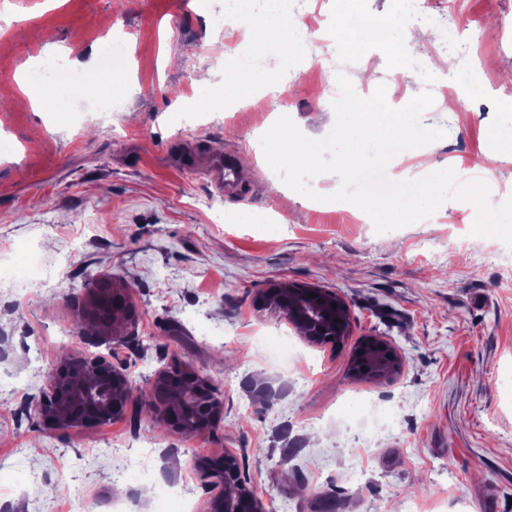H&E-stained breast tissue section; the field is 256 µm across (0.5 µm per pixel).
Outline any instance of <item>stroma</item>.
I'll use <instances>...</instances> for the list:
<instances>
[{
  "instance_id": "stroma-1",
  "label": "stroma",
  "mask_w": 512,
  "mask_h": 512,
  "mask_svg": "<svg viewBox=\"0 0 512 512\" xmlns=\"http://www.w3.org/2000/svg\"><path fill=\"white\" fill-rule=\"evenodd\" d=\"M359 0V17L383 23L386 42L351 44L338 0L324 8L339 35L373 70L349 78L356 93L385 86L395 108L448 84L463 93L424 125L446 129L412 149L418 166L445 163L459 181L492 149L486 184L512 196V0ZM227 0H0V264L27 288L0 283V502L6 512H167L162 486L185 490L196 512L211 494L194 465L227 454L265 500L266 512H512V279L480 264L493 245L473 236L475 206L450 200L455 223H414L389 234L348 210L324 209L285 189L256 153L274 113L308 137L334 125L336 82L319 53L282 67L259 57L277 81L259 87L276 112L224 109L226 43L241 27ZM489 24L469 68L466 36L408 48L403 29L430 16ZM128 54L108 111L47 112L23 93L49 58L85 64L105 36ZM448 60L436 77L432 63ZM233 155L247 177L235 194L211 186L206 166ZM64 266L69 283L25 274L23 254ZM131 286L138 319L119 345L93 348L72 329L84 278ZM283 280L340 294L352 334L340 346L310 345L281 317L258 312L257 295ZM376 336L401 355L393 377L353 376L360 343ZM100 352L148 382L177 359L218 383L224 407L203 435L162 431L131 402L93 429L47 430L36 407L64 355ZM396 413L371 443L350 424L358 399ZM256 448L264 457L253 456Z\"/></svg>"
}]
</instances>
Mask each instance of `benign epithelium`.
Segmentation results:
<instances>
[{
    "instance_id": "obj_1",
    "label": "benign epithelium",
    "mask_w": 512,
    "mask_h": 512,
    "mask_svg": "<svg viewBox=\"0 0 512 512\" xmlns=\"http://www.w3.org/2000/svg\"><path fill=\"white\" fill-rule=\"evenodd\" d=\"M129 288H113L111 293L124 305L126 324L136 321L137 313L130 302ZM303 299L315 312L300 321L301 336L316 343L328 330L339 336H349L351 324L346 301L336 292L315 285L281 281L265 291L260 303L278 310L283 299ZM384 351L395 363H401L398 351L383 340L367 338L359 346ZM131 378L126 370L101 356L68 357L49 376V383L36 413L42 426L48 429L92 428L110 419L124 416L129 404ZM153 400L147 410L158 413L172 430H184L185 417L196 415L191 431L205 434L221 414L219 389L205 377L175 361L151 382ZM232 456L221 460L195 463L201 478L216 489L210 500L209 512H266L263 498L246 482L237 470L229 467Z\"/></svg>"
}]
</instances>
